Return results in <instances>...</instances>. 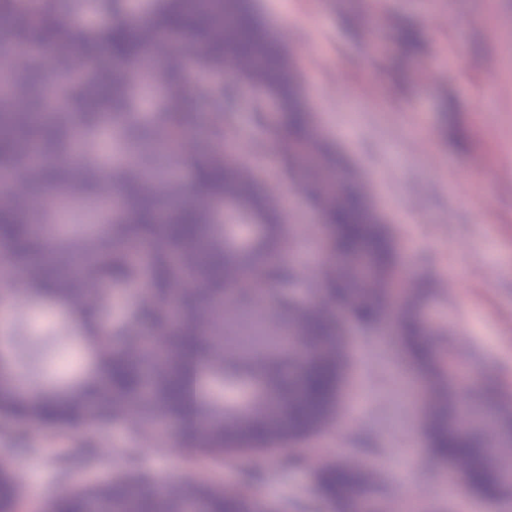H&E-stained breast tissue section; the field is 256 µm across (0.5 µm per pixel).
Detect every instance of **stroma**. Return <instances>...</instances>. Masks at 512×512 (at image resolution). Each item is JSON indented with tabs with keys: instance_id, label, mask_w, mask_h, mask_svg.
<instances>
[{
	"instance_id": "stroma-1",
	"label": "stroma",
	"mask_w": 512,
	"mask_h": 512,
	"mask_svg": "<svg viewBox=\"0 0 512 512\" xmlns=\"http://www.w3.org/2000/svg\"><path fill=\"white\" fill-rule=\"evenodd\" d=\"M275 34L284 35L300 76L303 102L319 131L364 181L369 200L389 224L406 274L438 284L425 303L434 321L453 323L447 348L459 364L479 369L467 406L483 394L512 393V0H252ZM421 33L405 71L394 62L401 24ZM277 108L240 104L224 118L231 157L258 160L257 177L286 201L290 223L314 230L318 214L288 178L282 139L272 133ZM354 361L345 408L358 414L349 434L327 427L310 441L318 457L352 448H381L394 461L384 512L399 498L425 494L436 512H488L465 492L439 490L417 413L399 377L405 358L395 334L353 331ZM13 421L0 416V465L21 487L14 512H45L63 489H87L140 467L171 484L238 485L249 460L211 464L192 449L131 443L118 425L72 432L94 440L97 455L44 454L33 470L17 454ZM257 494L284 512H329L310 469L268 466Z\"/></svg>"
}]
</instances>
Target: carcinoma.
<instances>
[{
	"instance_id": "1",
	"label": "carcinoma",
	"mask_w": 512,
	"mask_h": 512,
	"mask_svg": "<svg viewBox=\"0 0 512 512\" xmlns=\"http://www.w3.org/2000/svg\"><path fill=\"white\" fill-rule=\"evenodd\" d=\"M65 8L110 22L62 42L53 5L22 24L20 0H0V45L52 50L58 67L91 72L62 92L41 79L43 58L34 52L14 70L24 102L0 109V172L24 176L20 197L0 193V251L23 271L19 293L29 309L58 324L81 317L94 367L62 386L48 372L56 347L40 345L21 321L20 342L0 366V413L21 425L22 442L31 425L118 424L152 437L163 424L181 423L174 439L183 448L259 458L234 488L187 491L133 472L65 490L48 512H278L253 491L272 456L283 469H311L332 512H378L382 455L316 459L295 445L332 423L355 426L340 411L348 325L376 331L392 310L409 355L403 371L419 367L430 379L423 432L449 465L447 482L464 484L490 507L512 497V462L503 453L512 438L507 397L491 395L480 414L462 409L454 393L460 379L441 345L453 326L425 316L428 285L401 276L387 226L317 135L280 39L248 0H66ZM177 38L201 45L197 60L216 82L180 93ZM158 46L167 60L156 77L132 79L129 62ZM226 70L234 81L224 82ZM241 89L256 112L278 104L288 175L320 213L313 244L326 256L324 274L288 262L306 242L302 228L287 223L247 163L195 142L192 188L207 208L183 202L182 185L164 177L172 145L202 120L199 98L226 113ZM106 169L121 196L108 212L99 205ZM89 284L123 300V322L112 324L109 302L84 297ZM21 365L37 373L34 397L13 391ZM17 496L16 482L1 472L0 512H11Z\"/></svg>"
}]
</instances>
